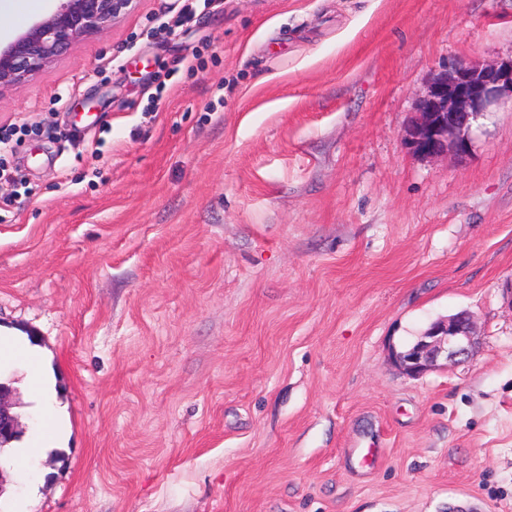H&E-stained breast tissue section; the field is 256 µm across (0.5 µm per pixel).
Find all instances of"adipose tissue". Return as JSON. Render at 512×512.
<instances>
[{
  "label": "adipose tissue",
  "instance_id": "adipose-tissue-1",
  "mask_svg": "<svg viewBox=\"0 0 512 512\" xmlns=\"http://www.w3.org/2000/svg\"><path fill=\"white\" fill-rule=\"evenodd\" d=\"M16 364L29 369V386L33 396L39 403V411L43 417L54 418L58 414L53 389L49 381L43 380L41 371L50 365L48 349L40 347L28 336L5 331L0 334V368Z\"/></svg>",
  "mask_w": 512,
  "mask_h": 512
}]
</instances>
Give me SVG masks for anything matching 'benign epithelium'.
Wrapping results in <instances>:
<instances>
[{
    "label": "benign epithelium",
    "mask_w": 512,
    "mask_h": 512,
    "mask_svg": "<svg viewBox=\"0 0 512 512\" xmlns=\"http://www.w3.org/2000/svg\"><path fill=\"white\" fill-rule=\"evenodd\" d=\"M134 4L135 0H58L51 14L0 46V90L26 81L79 38L106 30ZM508 103L512 104V60L481 66L457 63L438 74L418 100L406 143L424 158L451 153L462 160L468 155L474 124ZM476 343L473 320L461 311L433 323L409 349L390 348L389 358L404 374L419 377L445 363L466 361ZM16 427L8 389L0 386V442L11 440Z\"/></svg>",
    "instance_id": "1"
}]
</instances>
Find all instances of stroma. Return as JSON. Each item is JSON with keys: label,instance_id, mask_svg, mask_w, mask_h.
Instances as JSON below:
<instances>
[{"label": "stroma", "instance_id": "stroma-1", "mask_svg": "<svg viewBox=\"0 0 512 512\" xmlns=\"http://www.w3.org/2000/svg\"><path fill=\"white\" fill-rule=\"evenodd\" d=\"M42 2L0 0V42ZM169 4L0 91V128L29 131L0 182V326L51 351L66 416L0 375L15 446L52 447L6 498L512 512V109L461 163L404 141L438 72L512 60V0H195L167 38ZM462 310L467 362H389ZM182 1H172L169 7V13L172 15L167 19L153 18L150 21H155L157 26L153 27L156 31L160 33H164L167 37L177 36L179 33V28L184 25L189 19L192 13V6L189 8V5L179 6V3Z\"/></svg>", "mask_w": 512, "mask_h": 512}]
</instances>
